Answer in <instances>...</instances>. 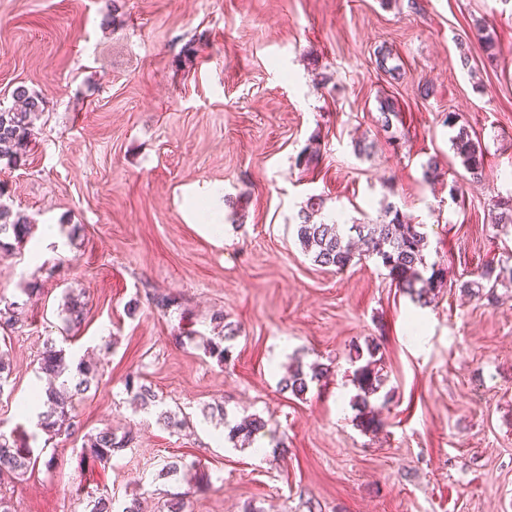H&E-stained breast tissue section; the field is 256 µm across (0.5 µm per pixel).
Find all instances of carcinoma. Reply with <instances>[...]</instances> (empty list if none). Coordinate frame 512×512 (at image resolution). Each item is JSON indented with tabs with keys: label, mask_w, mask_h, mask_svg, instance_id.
Here are the masks:
<instances>
[{
	"label": "carcinoma",
	"mask_w": 512,
	"mask_h": 512,
	"mask_svg": "<svg viewBox=\"0 0 512 512\" xmlns=\"http://www.w3.org/2000/svg\"><path fill=\"white\" fill-rule=\"evenodd\" d=\"M477 37L483 42L487 58L497 59L500 47L495 32L479 25ZM377 68L393 79L400 78V67L388 65L392 53L385 46L374 51ZM14 105L0 108V161L21 166L26 161L30 144L34 136V122L44 112L45 100L20 85L13 91ZM450 128H457L451 139L452 149L461 166L472 177H482L484 169L483 152L478 141L474 140L468 128L457 125L456 113L450 112L444 119ZM322 208V200L312 196L306 207L300 211L298 222L294 224L297 240L302 250L312 261L321 267H334L338 271L346 269L357 256L375 258L396 287L416 297L423 305L432 303L444 285L445 270L437 263L426 260L425 236L420 231L421 225L410 224L400 218L398 209L387 204L383 214L377 220L353 224H336L316 222L314 217ZM492 222L500 226L501 232L512 231V195L493 200ZM33 225L20 215L0 205V248L20 247L32 233ZM512 283V257L497 265L485 264L477 273V278L461 283L460 288L479 299H495V289L505 283ZM61 312L63 327L61 341L49 338L37 358L39 372L50 379V385L38 395L44 410L38 412L36 427L46 438L44 444L63 434L72 433L78 427L73 406L75 399L87 393L97 380L98 366L81 360L73 363L63 343L68 341L67 334L79 326L84 319V304L71 293L65 295ZM21 304L17 301L3 302L0 306V325L15 327L20 322ZM213 321L222 325L224 335L218 339L210 338L203 343L206 353L217 358L219 362L227 359L229 348L223 343L235 338L238 329L224 322V314L218 313ZM376 348L368 349L369 359L354 370V378L359 393L354 397V404L360 414H366L370 407V398L376 395L384 384V378L374 359ZM328 377V369L319 363L303 367L298 361L288 370L280 381L281 390L289 391L294 396L303 395L312 382H319ZM126 386L132 393L133 403L142 410L158 406L160 398L152 386L141 381V377H130ZM157 422L172 430H181L189 426L187 417L170 410H162L157 415ZM265 428L264 420L252 415L229 427L228 440L243 445L250 443L253 437ZM132 441V435L122 437L105 428L87 437L82 453L100 463L112 459L114 453L126 448ZM33 449L29 437L8 434L0 431V476L20 478L35 465ZM89 512H141L137 498L115 510L116 500L107 492L93 490L87 492Z\"/></svg>",
	"instance_id": "obj_1"
}]
</instances>
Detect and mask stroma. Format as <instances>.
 Wrapping results in <instances>:
<instances>
[{
  "instance_id": "obj_1",
  "label": "stroma",
  "mask_w": 512,
  "mask_h": 512,
  "mask_svg": "<svg viewBox=\"0 0 512 512\" xmlns=\"http://www.w3.org/2000/svg\"><path fill=\"white\" fill-rule=\"evenodd\" d=\"M421 6L0 0V106L20 85L45 100L26 164L0 163V204L36 226L0 251V298L24 305L23 326L0 329L13 364L0 425L35 430L19 407L42 382L36 359L59 335L64 292L85 305L66 348L101 372L75 403L78 429L34 442V469L0 484L11 512H88L97 487L143 512H166L176 493L184 512H512V288L493 301L459 288L512 254L490 211L512 192V0ZM478 18L496 32L497 62L470 36ZM381 45L401 79L378 70ZM383 96L400 110L389 129ZM449 112L481 144L480 181L454 156ZM364 136L375 148L360 157ZM313 145L317 164L298 168ZM214 186L235 202L220 237L191 215ZM312 196L324 220L375 219L391 203L422 225L428 261L447 270L436 302H413L372 258L315 265L293 233ZM45 224L65 252L40 247ZM155 292L176 306L156 310ZM217 312L239 329L223 363L202 346ZM373 344L385 382L371 432L353 404V357ZM297 355L331 370L299 397L279 389ZM132 374L190 427L134 410ZM218 404L228 422L265 421L256 447L217 439L203 410ZM104 428L133 441L102 464L82 445ZM178 456L200 462L203 480L159 478Z\"/></svg>"
}]
</instances>
